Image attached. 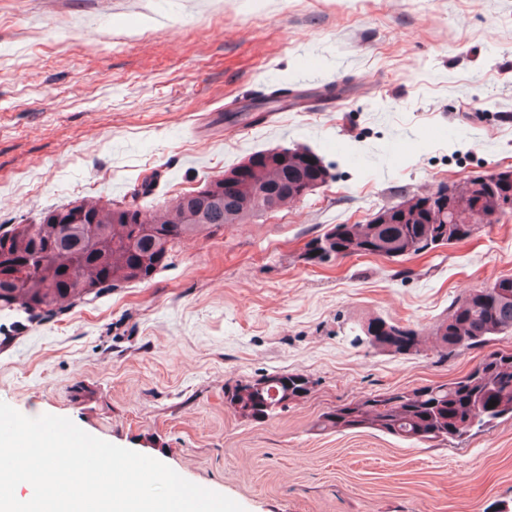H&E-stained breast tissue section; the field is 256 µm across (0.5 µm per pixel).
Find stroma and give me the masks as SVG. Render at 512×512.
Listing matches in <instances>:
<instances>
[{
	"label": "stroma",
	"mask_w": 512,
	"mask_h": 512,
	"mask_svg": "<svg viewBox=\"0 0 512 512\" xmlns=\"http://www.w3.org/2000/svg\"><path fill=\"white\" fill-rule=\"evenodd\" d=\"M301 111L236 115L280 84ZM306 147L327 183L176 248L150 282L60 317L0 311V401L66 417L245 512H501L512 421L431 447L312 425L368 393L445 382L481 357L392 356L382 316L427 330L466 289L512 275V216L390 261L303 262L330 224L408 190L512 169V0H0V226L85 197L155 207L250 154ZM276 372L313 382L273 419L224 392Z\"/></svg>",
	"instance_id": "35a3bbf8"
}]
</instances>
